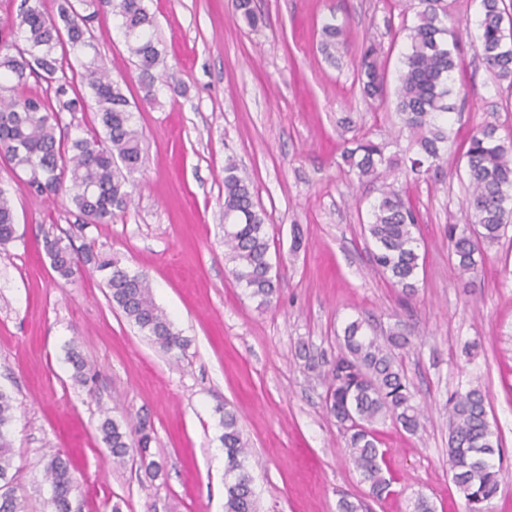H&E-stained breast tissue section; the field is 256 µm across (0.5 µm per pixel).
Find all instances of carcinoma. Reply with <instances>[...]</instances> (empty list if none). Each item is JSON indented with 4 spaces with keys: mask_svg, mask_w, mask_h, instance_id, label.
Listing matches in <instances>:
<instances>
[{
    "mask_svg": "<svg viewBox=\"0 0 512 512\" xmlns=\"http://www.w3.org/2000/svg\"><path fill=\"white\" fill-rule=\"evenodd\" d=\"M78 12L72 0H21L19 12L8 27H0V157L14 177L16 189L38 197H69L78 212L80 231L91 224H108L116 212L132 200L130 177L144 164L142 132L134 120L132 105L122 83L112 78L93 48L90 27L95 19L115 15L129 53L137 59L143 99L154 100V71L162 51L153 37L155 19L146 0H80ZM417 22L408 28L409 45L403 56L395 111L400 132L407 133L413 153L394 158L386 144L364 133L353 147L342 151L344 162L361 179H385L398 169L407 180L419 181L447 159L452 148L448 122L453 105L452 74L459 66L460 45L448 27V0H418ZM479 41L487 70L498 80L512 83V32L505 33V0H481ZM321 51L336 60L343 44V27L330 15L321 27ZM84 56L79 80L90 93L85 97L65 70L67 55ZM363 97L383 101L387 95L385 64L374 43L361 44L356 62ZM46 83L41 95L25 92L30 78ZM93 102L98 125L69 138L57 135L60 114L83 112ZM465 175L467 193L462 201L468 222L448 225L451 259L463 274H473L486 251L499 243L512 223V141L497 136V127L487 123L467 140ZM373 246L376 269L403 296L417 291L420 269L418 216L415 205L393 183L383 185L373 204L371 221L363 225ZM15 239V215L11 188L0 184V247ZM224 246L232 264L231 275L248 294L269 308L279 288L280 273L269 258L270 240L265 216L255 209L254 186L229 159L224 165ZM42 249L60 276L75 274L82 261H92L103 273L113 305L153 344L165 352L182 350L186 341L173 328L167 314L155 303L149 279L131 272L119 261L91 255L80 259L61 237H45ZM408 345L403 331L395 327L380 340L363 332V323L344 328L341 352L323 370L315 359L308 369L328 380L327 414L344 430L349 458L375 498L391 493L392 481L384 474L383 452L378 448L372 424L390 421L410 435L422 428L423 409L414 401L410 383L395 350ZM74 379L87 386L93 381L87 362L76 347L67 351ZM489 397L479 386L455 392L448 400V462L451 479L463 495L468 512H486L499 492L500 470L492 462L500 447L488 418ZM12 397L0 390V512H26L14 495L12 442ZM226 472L234 475L225 484L224 512H256L247 468L248 451L237 416L224 410ZM112 456L122 464L130 452L141 459L149 455L151 436L142 426L124 430L110 418L99 425ZM45 480L52 489L55 512H70V497L76 490L71 461L55 452L44 461Z\"/></svg>",
    "mask_w": 512,
    "mask_h": 512,
    "instance_id": "1",
    "label": "carcinoma"
}]
</instances>
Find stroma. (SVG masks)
Wrapping results in <instances>:
<instances>
[{
    "label": "stroma",
    "instance_id": "1",
    "mask_svg": "<svg viewBox=\"0 0 512 512\" xmlns=\"http://www.w3.org/2000/svg\"><path fill=\"white\" fill-rule=\"evenodd\" d=\"M156 19L168 83L142 99L135 60L115 19L92 25L112 75H125L135 103L145 164L132 176L133 204L111 223L89 226L75 249L145 272L156 303L187 339L166 353L114 307L103 275L82 265L53 271L37 244L75 223L68 198L14 194L16 239L0 248V389L14 400L15 494L28 512H51L42 458L76 465L72 512H224L225 409L239 418L251 450L257 512H337L341 495L360 512H412L417 496L435 512H467L448 467V399L472 385L491 399L501 438L493 458L503 481L490 512H512V239L492 247L477 273L449 258L448 227L466 221L455 157L406 187L420 213L424 269L404 302L373 265L362 226L379 182L359 180L341 153L352 137L386 141L401 154L392 101L360 94L355 56L374 40L396 85L410 0H254L262 20L248 27L235 0H146ZM335 15L345 43L335 61L320 50L321 25ZM476 29L461 35L458 112L451 135L464 140L490 122L512 138V87L485 69ZM234 157L266 213L270 259L281 273L276 307L262 310L229 273L224 249V163ZM301 242H294V235ZM363 318L373 333L401 326L399 357L423 427L409 435L375 427L394 478L390 496H370L343 432L325 409V383L300 349L333 360L345 324ZM95 370L77 384L69 343ZM144 425L161 466L139 457L117 465L101 440L103 418Z\"/></svg>",
    "mask_w": 512,
    "mask_h": 512
}]
</instances>
